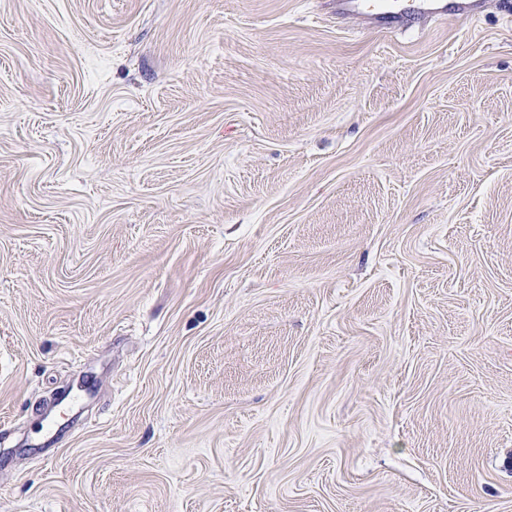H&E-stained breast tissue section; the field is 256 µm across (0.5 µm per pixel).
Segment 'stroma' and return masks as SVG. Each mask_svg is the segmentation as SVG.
I'll return each instance as SVG.
<instances>
[{
	"label": "stroma",
	"mask_w": 512,
	"mask_h": 512,
	"mask_svg": "<svg viewBox=\"0 0 512 512\" xmlns=\"http://www.w3.org/2000/svg\"><path fill=\"white\" fill-rule=\"evenodd\" d=\"M0 0V512H512V16Z\"/></svg>",
	"instance_id": "obj_1"
}]
</instances>
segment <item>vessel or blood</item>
Segmentation results:
<instances>
[{
    "mask_svg": "<svg viewBox=\"0 0 512 512\" xmlns=\"http://www.w3.org/2000/svg\"><path fill=\"white\" fill-rule=\"evenodd\" d=\"M484 7L485 0H393L390 7L376 9L372 7L371 0H336V15L367 26L381 23L401 25L447 14L473 19L482 14Z\"/></svg>",
    "mask_w": 512,
    "mask_h": 512,
    "instance_id": "1",
    "label": "vessel or blood"
}]
</instances>
